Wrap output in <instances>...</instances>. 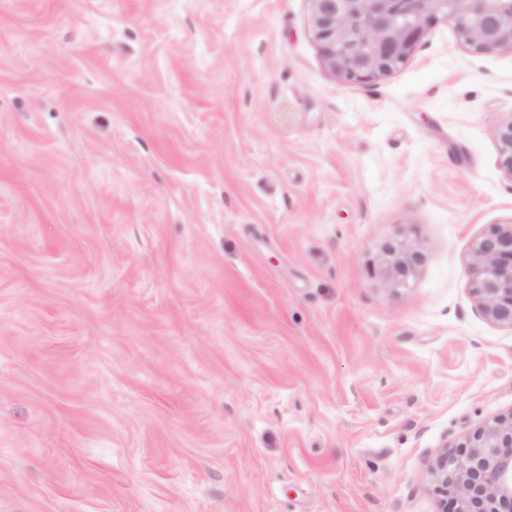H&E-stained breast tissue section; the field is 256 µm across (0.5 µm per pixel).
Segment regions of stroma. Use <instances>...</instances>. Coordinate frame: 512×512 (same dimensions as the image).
Listing matches in <instances>:
<instances>
[{
  "label": "stroma",
  "instance_id": "35a3bbf8",
  "mask_svg": "<svg viewBox=\"0 0 512 512\" xmlns=\"http://www.w3.org/2000/svg\"><path fill=\"white\" fill-rule=\"evenodd\" d=\"M511 118L444 22L342 84L307 0H0V512H441L512 411ZM496 136L500 165L512 177V118L497 128ZM468 271L482 314L512 328V220L489 225L471 249ZM423 262L417 247L407 242H388L374 265V272L394 286H405Z\"/></svg>",
  "mask_w": 512,
  "mask_h": 512
}]
</instances>
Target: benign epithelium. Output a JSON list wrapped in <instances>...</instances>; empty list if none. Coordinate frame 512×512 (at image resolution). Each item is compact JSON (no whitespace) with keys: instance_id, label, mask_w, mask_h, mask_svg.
Wrapping results in <instances>:
<instances>
[{"instance_id":"benign-epithelium-1","label":"benign epithelium","mask_w":512,"mask_h":512,"mask_svg":"<svg viewBox=\"0 0 512 512\" xmlns=\"http://www.w3.org/2000/svg\"><path fill=\"white\" fill-rule=\"evenodd\" d=\"M309 32L328 70L349 83L388 75L411 57L427 30L452 26L478 53L512 52V0H307ZM500 165L512 177V120L496 132ZM423 262L417 247L388 242L374 272L407 284ZM469 289L484 316L512 328V221L491 224L473 245ZM443 512H512V412L469 434L428 465Z\"/></svg>"}]
</instances>
